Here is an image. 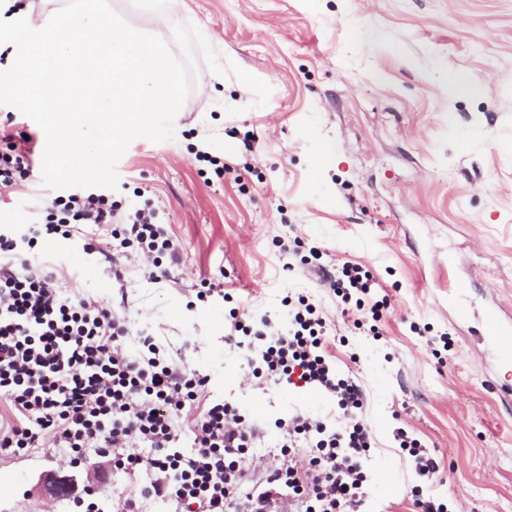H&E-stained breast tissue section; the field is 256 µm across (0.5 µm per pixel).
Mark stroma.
Instances as JSON below:
<instances>
[{
  "mask_svg": "<svg viewBox=\"0 0 512 512\" xmlns=\"http://www.w3.org/2000/svg\"><path fill=\"white\" fill-rule=\"evenodd\" d=\"M129 23L197 29L220 55L268 83L265 105L233 76L197 79L172 139L133 140L117 164L120 212L151 203L180 247L165 278L131 248L112 257V227L37 234L56 192L42 182L43 130L0 105V134L31 133L33 180L0 193V233L31 270L69 295L119 310L129 335L148 328L174 364L206 375L201 403L226 401L265 429L256 474L274 465L278 420L340 424L331 395L285 382L249 386L254 353L225 337L230 309L279 318L306 294L336 316L326 354L364 391L373 437L364 512H419L405 427L438 464L431 489L450 512H512V361L491 347L487 314L512 327V0H162L164 25L133 0H110ZM253 131L251 146L231 128ZM205 150L224 162L205 179ZM36 236V246L26 239ZM319 246L330 266L359 263L391 297L380 339L337 316L317 275L282 268L283 244ZM97 250H86L88 240ZM220 293L197 299L201 279ZM451 345L443 347L441 334ZM103 501L137 493L144 474L111 452L75 467L62 449L0 454V512H77L57 479Z\"/></svg>",
  "mask_w": 512,
  "mask_h": 512,
  "instance_id": "35a3bbf8",
  "label": "stroma"
}]
</instances>
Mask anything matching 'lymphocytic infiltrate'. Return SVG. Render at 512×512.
I'll return each mask as SVG.
<instances>
[{
	"label": "lymphocytic infiltrate",
	"mask_w": 512,
	"mask_h": 512,
	"mask_svg": "<svg viewBox=\"0 0 512 512\" xmlns=\"http://www.w3.org/2000/svg\"><path fill=\"white\" fill-rule=\"evenodd\" d=\"M0 150V190L30 178L33 145L6 135ZM109 196L76 193L55 198L47 209L46 234L71 224L111 223ZM118 247L137 244L147 253L177 259L178 250L156 211L144 205L113 229ZM329 286L342 304H355L354 328L378 335L390 307L371 271L345 263ZM330 320L321 307L298 295L288 310V328L267 316L229 313V336L256 340L260 365L253 375L266 381H295L332 395L346 421L328 429L302 415L281 423L282 463L267 469L263 491H253L244 464L258 431L227 402L195 403L207 378L169 363L155 343L139 355L124 345L126 320L90 298L60 294L51 274L15 269L13 242L0 237V398L10 407L0 416V453L23 457L45 439L72 454L112 451L116 469L147 477L139 498L183 512H361L367 497L365 463L371 434L363 420L365 397L352 379L338 376L324 353ZM195 410L191 449L177 450V422ZM138 452H126L130 439Z\"/></svg>",
	"instance_id": "obj_1"
}]
</instances>
